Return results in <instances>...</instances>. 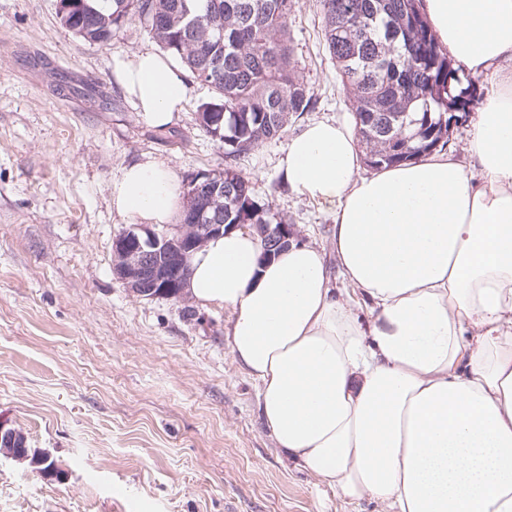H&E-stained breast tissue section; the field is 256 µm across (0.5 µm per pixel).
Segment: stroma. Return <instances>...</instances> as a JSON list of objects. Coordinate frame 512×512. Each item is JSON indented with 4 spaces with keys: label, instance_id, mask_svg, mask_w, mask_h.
<instances>
[{
    "label": "stroma",
    "instance_id": "obj_1",
    "mask_svg": "<svg viewBox=\"0 0 512 512\" xmlns=\"http://www.w3.org/2000/svg\"><path fill=\"white\" fill-rule=\"evenodd\" d=\"M322 25L319 0H293L288 34L313 111L231 161L196 121L206 85L189 79L184 112L162 130L117 82L116 56L159 49L144 24L89 43L61 24L56 0H0V418L59 469L1 455L0 512H388L278 448L257 382L224 342L229 309L188 320L113 272L127 226L111 185L149 157L183 184L232 168L297 241L328 246L331 214L278 167L308 123L353 121Z\"/></svg>",
    "mask_w": 512,
    "mask_h": 512
}]
</instances>
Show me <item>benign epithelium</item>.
<instances>
[{
  "label": "benign epithelium",
  "mask_w": 512,
  "mask_h": 512,
  "mask_svg": "<svg viewBox=\"0 0 512 512\" xmlns=\"http://www.w3.org/2000/svg\"><path fill=\"white\" fill-rule=\"evenodd\" d=\"M223 229L222 224H182L171 239L152 225L139 224L113 240L115 271L129 287L151 298L157 297L158 288H181L189 251L201 248Z\"/></svg>",
  "instance_id": "benign-epithelium-1"
}]
</instances>
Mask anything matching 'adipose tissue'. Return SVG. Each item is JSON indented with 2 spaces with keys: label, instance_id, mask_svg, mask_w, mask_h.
<instances>
[{
  "label": "adipose tissue",
  "instance_id": "adipose-tissue-1",
  "mask_svg": "<svg viewBox=\"0 0 512 512\" xmlns=\"http://www.w3.org/2000/svg\"><path fill=\"white\" fill-rule=\"evenodd\" d=\"M440 43L490 79L450 155L360 175L353 131L314 122L288 139L281 178L333 215L330 246L263 258L228 229L188 258L186 294L227 307L226 345L259 384L261 418L298 466L390 512H512V0H424ZM143 120L169 126L189 87L160 55L119 62ZM112 208L167 224L181 186L149 158ZM368 305L359 318L335 278Z\"/></svg>",
  "mask_w": 512,
  "mask_h": 512
}]
</instances>
